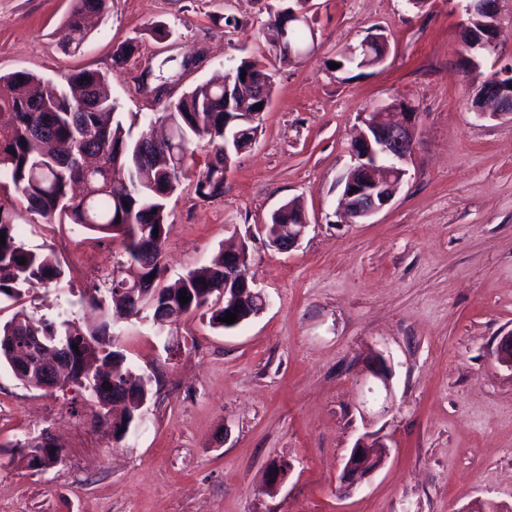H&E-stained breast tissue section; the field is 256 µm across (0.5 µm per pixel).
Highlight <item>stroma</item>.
I'll return each instance as SVG.
<instances>
[{
	"label": "stroma",
	"instance_id": "1",
	"mask_svg": "<svg viewBox=\"0 0 512 512\" xmlns=\"http://www.w3.org/2000/svg\"><path fill=\"white\" fill-rule=\"evenodd\" d=\"M281 0H109L80 49L64 39L70 0H0V75L60 80L109 73L127 112H160L157 86L181 96L268 47L261 26ZM310 54L275 66L256 143L239 154L223 194L191 181L169 198V279L246 238L266 310L231 330L191 314L158 329L121 323L119 349L157 377L141 421L112 442L94 403L71 388L23 385L0 366V512H487L512 508V112L477 114L473 89L512 67V0H498L495 49L478 69L462 54L463 0H303ZM165 26L166 38L153 30ZM371 33L389 52L370 68L330 69ZM137 52L113 68L114 48ZM410 105L419 118L403 184L371 219L340 222L339 179L353 164L361 113ZM309 228L296 248L261 232L282 204ZM26 248L54 252L58 287L35 286L17 308L81 326L84 304L120 258L118 241L69 224L21 219ZM391 360L390 389L367 390L374 353ZM389 411H382L383 399ZM50 432L65 461L29 469L18 444ZM383 438L388 458L362 488L339 490L357 439ZM275 460L292 469L267 492Z\"/></svg>",
	"mask_w": 512,
	"mask_h": 512
}]
</instances>
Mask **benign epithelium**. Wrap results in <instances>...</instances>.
I'll list each match as a JSON object with an SVG mask.
<instances>
[{"label":"benign epithelium","mask_w":512,"mask_h":512,"mask_svg":"<svg viewBox=\"0 0 512 512\" xmlns=\"http://www.w3.org/2000/svg\"><path fill=\"white\" fill-rule=\"evenodd\" d=\"M466 2V12L470 16H483L480 28L470 25L464 29L462 35L464 46L477 56L487 52L495 43L496 0ZM306 22L308 18L303 11L292 6L276 16L273 23L278 28V54L290 58L301 55L286 37L290 26ZM376 42L385 43L383 35L373 33L367 36L353 50L350 59H355L360 53L364 58H369ZM476 98L479 101L495 103L500 112L512 110V69L496 73L481 82L477 86ZM403 108L406 109V121L403 123L390 120L388 113L381 107L376 112L360 114L364 129L352 144L354 165L339 181L341 199L337 216L340 221L348 224L365 221L389 205L395 197L406 176L404 165L413 151V131L418 119V113L411 106L405 104ZM308 227V219L304 215L300 224H279L272 234L269 233L270 225L265 224L263 231L266 233L268 245L278 250L290 251L298 245ZM246 268H250V254L245 242L224 251V307L236 310L239 315H245V318L234 321L236 326L259 315L267 306L265 295L255 288V280L244 275ZM141 286L142 282L139 281L133 287L123 289L116 295V301L127 311L145 314L153 308V304L149 302L143 305L135 297ZM26 340L31 346L39 345L42 351L43 358L36 370V376L45 381L58 376L61 364L56 353L67 350V347H49L37 336H28ZM495 356L500 364L512 369V332L499 338ZM369 373L382 384L385 391H390L392 368L383 353L374 354ZM39 442L45 447V460L37 470L47 471L62 463V450L50 437L42 436ZM387 457L388 449L381 437L366 434L359 438L345 459L340 475V489L346 494L358 490L385 465ZM290 470L291 465L285 460L271 462L267 468V491H277L286 481Z\"/></svg>","instance_id":"1"}]
</instances>
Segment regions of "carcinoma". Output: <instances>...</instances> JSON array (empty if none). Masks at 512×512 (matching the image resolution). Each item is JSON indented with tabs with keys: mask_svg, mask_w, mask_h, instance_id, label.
I'll return each mask as SVG.
<instances>
[{
	"mask_svg": "<svg viewBox=\"0 0 512 512\" xmlns=\"http://www.w3.org/2000/svg\"><path fill=\"white\" fill-rule=\"evenodd\" d=\"M108 0H72L66 17L69 43L79 49L88 36L85 19L107 13ZM269 57L260 61L240 58L232 68L235 78L264 75L273 77V62H286L275 49L276 25L267 24L265 33ZM107 74L83 70L58 83L25 71L0 76V192L13 196L9 205L0 203V298L20 302L33 282L48 286L60 284L64 270L52 253L34 252L17 241L15 229L21 212L42 218L49 224H73L108 238L120 240L121 257L138 260L133 226L153 236L166 234L167 202L182 180L194 178L195 192L212 198L224 190V171L213 164V157L224 151V78L197 85L184 93L165 111L154 114L129 113L124 116L118 101L101 92L88 97L87 88L103 87ZM258 106L250 98L233 124V148L239 152L249 144L254 129L250 115ZM196 141L212 147L203 167L196 166ZM25 259L20 264L18 260ZM157 263L142 278L154 277V287L142 301H154L158 308L172 302L186 313L202 312L215 329H224L226 309L220 304L224 281V258L208 266L188 271L174 286L165 284L162 250ZM108 298L96 301L102 311L100 325L86 333L69 318L63 308L53 317L16 313L0 321V336L20 337L18 354L39 360L28 348L27 336H49L67 348L77 345L87 374L73 377L72 385L91 402L107 391L116 377L131 383L135 397L140 380L129 365L114 361L119 354L112 344L116 317L123 316L115 305V295L123 281L112 273L104 275ZM187 290L190 301L183 305L180 290Z\"/></svg>",
	"mask_w": 512,
	"mask_h": 512,
	"instance_id": "cac0c4a2",
	"label": "carcinoma"
}]
</instances>
